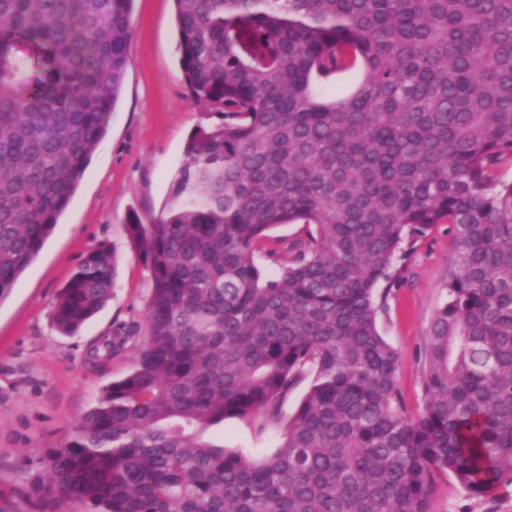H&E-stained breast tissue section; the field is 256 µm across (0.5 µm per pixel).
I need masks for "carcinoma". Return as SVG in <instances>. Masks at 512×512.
Wrapping results in <instances>:
<instances>
[{"label":"carcinoma","mask_w":512,"mask_h":512,"mask_svg":"<svg viewBox=\"0 0 512 512\" xmlns=\"http://www.w3.org/2000/svg\"><path fill=\"white\" fill-rule=\"evenodd\" d=\"M132 6L0 0V298L106 135ZM174 7L190 100L224 124L190 134L159 215L125 224L152 279L147 334L133 370L38 458L32 495L86 512H431L444 474L476 498L512 479V0ZM288 224L300 230L270 276L254 255ZM437 224L454 244L414 412L377 315ZM115 270L109 245L88 252L59 292L60 332L107 304ZM306 373L272 456L208 436L276 416Z\"/></svg>","instance_id":"carcinoma-1"}]
</instances>
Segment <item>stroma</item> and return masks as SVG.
<instances>
[{"label":"stroma","instance_id":"1","mask_svg":"<svg viewBox=\"0 0 512 512\" xmlns=\"http://www.w3.org/2000/svg\"><path fill=\"white\" fill-rule=\"evenodd\" d=\"M131 24L129 63L107 134L55 232L0 300V512H42L29 490L40 452L63 442L103 386L132 370L134 340L108 359L88 358L91 346L118 328L146 329L150 273L123 225L133 214L145 221L159 214L189 134L224 121L222 114L189 100L173 0H134ZM103 242L118 257L112 298L76 335H63L53 321L57 295L87 253ZM452 251L450 225H436L417 242L401 285L378 314L381 334L400 357V388L414 408L423 403L420 354L445 300ZM310 384L306 377L291 389L276 419L260 413L228 419L212 438L256 459L272 455ZM431 509L512 512V483L501 482L486 496L472 498L444 476Z\"/></svg>","mask_w":512,"mask_h":512}]
</instances>
